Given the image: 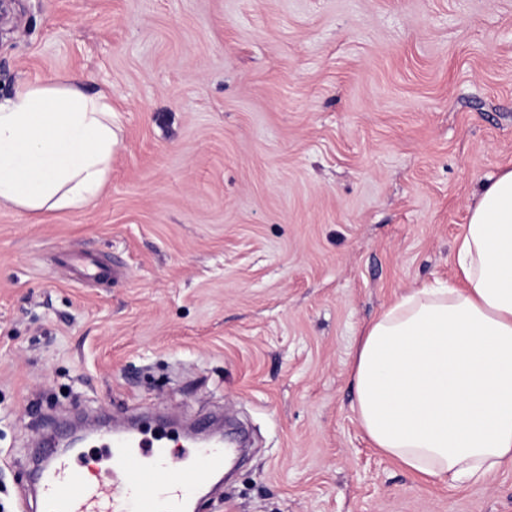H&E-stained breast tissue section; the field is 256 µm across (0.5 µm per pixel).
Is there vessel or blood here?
<instances>
[{
	"mask_svg": "<svg viewBox=\"0 0 512 512\" xmlns=\"http://www.w3.org/2000/svg\"><path fill=\"white\" fill-rule=\"evenodd\" d=\"M67 263L84 281L106 280L113 273L84 253L68 254ZM109 445L108 480H89L69 459L44 457L39 494L45 512H192V490L224 469L221 446L194 449L188 461L177 462L163 442L137 429L114 432Z\"/></svg>",
	"mask_w": 512,
	"mask_h": 512,
	"instance_id": "b4317fda",
	"label": "vessel or blood"
}]
</instances>
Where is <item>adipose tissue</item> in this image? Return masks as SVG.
Instances as JSON below:
<instances>
[{"mask_svg":"<svg viewBox=\"0 0 512 512\" xmlns=\"http://www.w3.org/2000/svg\"><path fill=\"white\" fill-rule=\"evenodd\" d=\"M109 95L19 82L0 99V208L79 209L103 189ZM460 285L397 299L353 360L355 411L410 472L463 483L512 464V170L484 187L456 251Z\"/></svg>","mask_w":512,"mask_h":512,"instance_id":"obj_1","label":"adipose tissue"}]
</instances>
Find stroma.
Returning <instances> with one entry per match:
<instances>
[{
	"label": "stroma",
	"instance_id": "1",
	"mask_svg": "<svg viewBox=\"0 0 512 512\" xmlns=\"http://www.w3.org/2000/svg\"><path fill=\"white\" fill-rule=\"evenodd\" d=\"M47 79L110 94L118 141L87 206L0 210V512L39 439L144 415L177 453L217 414L247 458L196 512H512V465L451 485L373 448L351 379L512 169V0H14L0 97ZM67 263L78 277L83 281L107 280L117 276L116 269L99 263L84 253H71L67 256Z\"/></svg>",
	"mask_w": 512,
	"mask_h": 512
}]
</instances>
